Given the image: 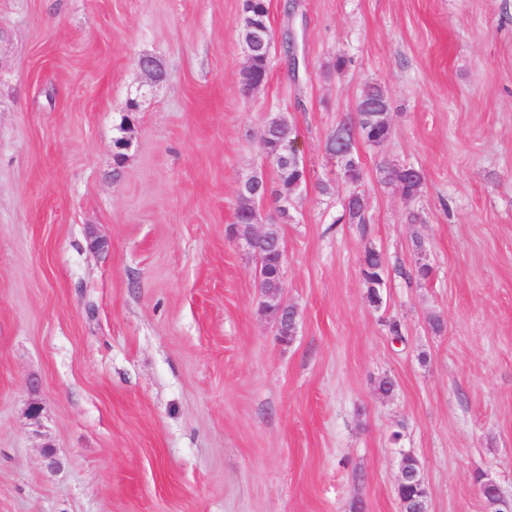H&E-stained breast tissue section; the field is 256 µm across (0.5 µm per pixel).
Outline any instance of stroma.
Wrapping results in <instances>:
<instances>
[{"instance_id":"35a3bbf8","label":"stroma","mask_w":512,"mask_h":512,"mask_svg":"<svg viewBox=\"0 0 512 512\" xmlns=\"http://www.w3.org/2000/svg\"><path fill=\"white\" fill-rule=\"evenodd\" d=\"M286 1L247 94L243 0H0V512H401L405 452L431 512H492L480 473L512 498V0ZM371 85L391 134L345 224L326 145ZM274 116L307 169L285 343L231 235L242 179L280 187ZM399 167H387L383 171V182L391 185L394 182V176L401 182V193L405 198H414L421 193L424 176L421 170L413 169L406 172H398ZM366 200L362 193L351 192L343 204V213L338 218L348 224H366ZM384 271L385 268L378 252L369 250L365 258L363 277L368 288L369 300L376 306L381 303V296L378 288L383 284Z\"/></svg>"}]
</instances>
